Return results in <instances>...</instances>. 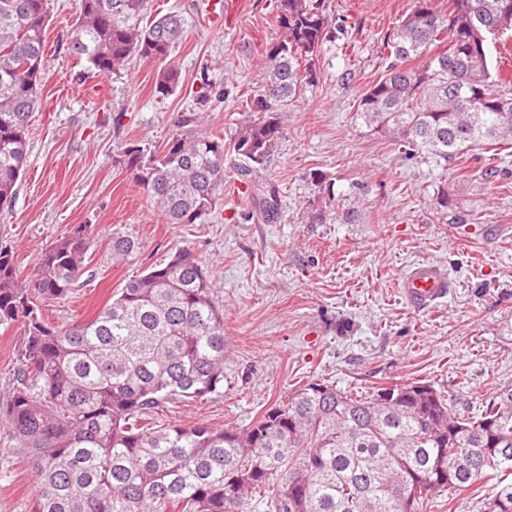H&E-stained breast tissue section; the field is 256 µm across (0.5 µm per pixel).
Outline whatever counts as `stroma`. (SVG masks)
<instances>
[{"instance_id":"35a3bbf8","label":"stroma","mask_w":512,"mask_h":512,"mask_svg":"<svg viewBox=\"0 0 512 512\" xmlns=\"http://www.w3.org/2000/svg\"><path fill=\"white\" fill-rule=\"evenodd\" d=\"M324 4L337 35L317 57L314 80L281 113L270 162L245 176L225 148L221 220L166 224L120 164L121 149L160 146L190 110L201 113L204 133L226 135L244 121L241 102L261 85L264 49L280 35L275 0H234L220 26L203 0H152L150 15L185 19V38L168 57L181 84L163 99L153 94L159 62L136 59L102 77L70 57L76 0H52L42 103L26 173L0 215V244L28 273L41 249L92 226L83 274L66 298L44 305L53 324L93 318L178 247L202 261L224 305V392L166 404L146 426L244 427L314 381L366 394L422 380L470 417L512 384V155L486 145L446 168L409 161L399 143L357 123L361 95L388 63L385 37L412 0ZM206 82L214 93L202 102ZM494 167L509 173L487 179ZM351 206L359 219L343 223ZM116 232L138 238L135 257L113 262ZM420 261L451 278L432 310L410 307L398 287L400 272ZM6 445L0 434V512H32L34 473L3 454ZM495 483L483 477L422 512H490Z\"/></svg>"}]
</instances>
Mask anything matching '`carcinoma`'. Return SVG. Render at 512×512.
Instances as JSON below:
<instances>
[{"instance_id":"1","label":"carcinoma","mask_w":512,"mask_h":512,"mask_svg":"<svg viewBox=\"0 0 512 512\" xmlns=\"http://www.w3.org/2000/svg\"><path fill=\"white\" fill-rule=\"evenodd\" d=\"M504 0H413L388 36L393 60L362 94L355 120L392 136L406 158L448 166L481 143L512 138V97L488 64L489 39L512 30ZM149 0H78L69 51L108 77L134 58L163 61L184 33L169 13L142 25ZM279 38L265 49L249 119L231 132L244 173L264 167L281 135L279 113L314 77L330 39L320 0H278ZM50 0H0V210L10 206L30 146L29 119L46 73ZM447 48L437 54V42ZM181 81L165 64L155 93ZM195 112L154 150L129 144L122 163L166 224H210L224 194V137L200 133ZM91 225L41 251L20 276L0 245V327L23 332L0 431L34 472L33 512H419L445 491L497 478L492 512H512V385L468 419L429 383L368 394L312 382L246 428L204 423L144 428L171 401L224 390V309L202 261L182 246L128 280L83 322L51 326L43 304L82 275ZM112 260L138 239L112 235Z\"/></svg>"}]
</instances>
